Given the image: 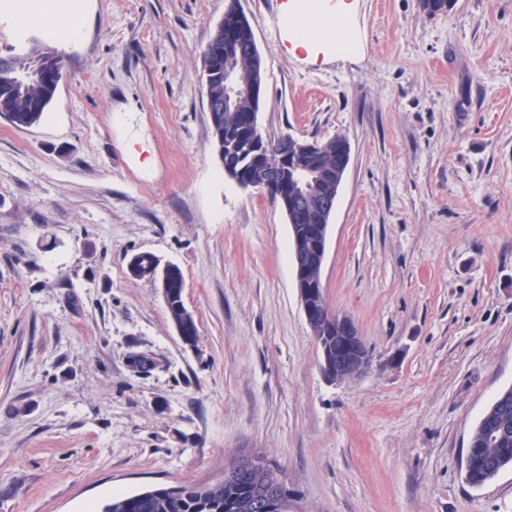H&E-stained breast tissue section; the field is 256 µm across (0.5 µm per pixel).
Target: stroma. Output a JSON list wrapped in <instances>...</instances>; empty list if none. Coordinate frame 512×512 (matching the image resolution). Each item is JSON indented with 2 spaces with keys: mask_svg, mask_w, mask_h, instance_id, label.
<instances>
[{
  "mask_svg": "<svg viewBox=\"0 0 512 512\" xmlns=\"http://www.w3.org/2000/svg\"><path fill=\"white\" fill-rule=\"evenodd\" d=\"M284 0H238L264 137L343 136L322 286L370 368L328 382L288 219L219 162L201 53L229 0H86L63 77L0 116V512H99L279 468L298 512H512L470 436L512 386V0H357L356 51L288 53ZM177 264L195 346L131 254ZM153 369L132 371L131 353Z\"/></svg>",
  "mask_w": 512,
  "mask_h": 512,
  "instance_id": "1",
  "label": "stroma"
}]
</instances>
